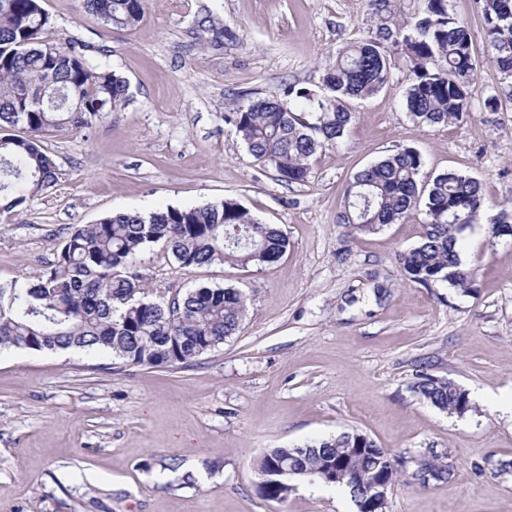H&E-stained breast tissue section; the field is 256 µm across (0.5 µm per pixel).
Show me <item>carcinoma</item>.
Instances as JSON below:
<instances>
[{
  "label": "carcinoma",
  "mask_w": 512,
  "mask_h": 512,
  "mask_svg": "<svg viewBox=\"0 0 512 512\" xmlns=\"http://www.w3.org/2000/svg\"><path fill=\"white\" fill-rule=\"evenodd\" d=\"M103 24L135 28L147 0H84ZM488 48L500 73V94L485 99L490 111L500 96L512 100V0H479ZM380 23L374 35L338 52L316 88L288 86L291 100L255 97L226 120L248 153L281 182L305 181L317 152L336 145L355 112L350 103L378 93L390 79L392 55L406 57L411 83L406 109L418 126L446 125L473 108L471 81L478 60L467 23L451 14L448 0H424L414 18L398 17L392 0H373ZM50 17L41 0H0V221L20 215L26 197L12 192L24 179L31 192L54 187L61 176L41 144L50 131L82 130L129 101L128 82L104 62L89 60L76 43L68 47L44 37ZM201 40L217 46L224 29L202 20ZM423 158L404 146L356 173L346 191L340 221L354 235L375 233L410 215L423 214V234L398 254L409 281L436 282L467 292L475 271L461 260L463 224H478L484 208L481 182L450 170L420 182ZM161 243L178 266L191 271L214 264L271 265L288 251L277 224L252 216L234 199L173 207L147 215L109 213L94 224H76L55 260L35 280L0 281V349L105 351L125 365L172 366L196 361L242 330L245 303L233 288L200 286L168 301L148 298L135 259ZM414 391L450 415L472 410L468 393L454 382L422 374ZM368 448L363 457L353 448ZM294 467L289 476L280 464ZM360 470L362 483L344 476L327 481L324 465ZM260 493L269 500L288 496L291 481L312 478L344 490L353 502L364 485L381 479L393 486L398 473L388 452L358 443L357 433L311 442L301 448H270L255 461Z\"/></svg>",
  "instance_id": "1"
}]
</instances>
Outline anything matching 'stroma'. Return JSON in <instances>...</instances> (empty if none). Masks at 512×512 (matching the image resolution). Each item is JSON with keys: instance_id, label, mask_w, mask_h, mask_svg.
<instances>
[{"instance_id": "35a3bbf8", "label": "stroma", "mask_w": 512, "mask_h": 512, "mask_svg": "<svg viewBox=\"0 0 512 512\" xmlns=\"http://www.w3.org/2000/svg\"><path fill=\"white\" fill-rule=\"evenodd\" d=\"M61 45L78 42L129 81L130 101L79 132L44 136L62 171L0 223V281L37 278L75 224L114 211L149 213L237 200L291 247L270 266L180 269L162 244L136 266L150 297L233 287L244 328L193 365H125L108 353L0 350V512H357L339 488L294 481L261 496L252 462L358 431L398 469L389 512H512V239L487 222L460 236L476 289L406 279L400 251L423 232L415 215L365 235L336 217L353 175L400 147L423 175L481 181L494 210H512V101L484 108L499 73L478 0H449L468 23L478 70L462 121L416 126L405 105L409 65L354 103L355 123L287 184L248 155L226 119L248 99L286 98L318 83L337 51L375 30L370 0H148L130 31L107 28L82 0H42ZM235 40L198 38L203 16ZM452 380L473 409L450 415L412 389L418 369ZM450 475L418 479L423 465Z\"/></svg>"}]
</instances>
